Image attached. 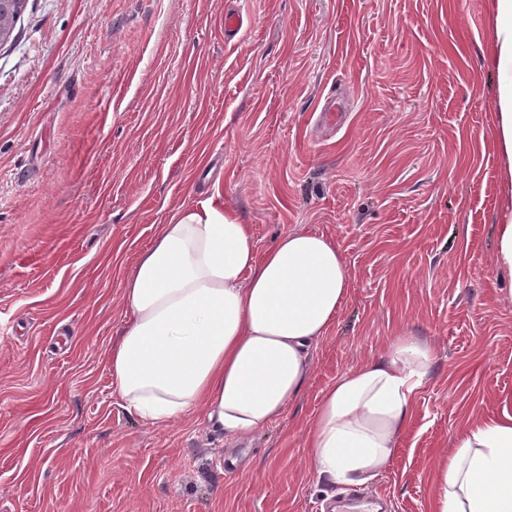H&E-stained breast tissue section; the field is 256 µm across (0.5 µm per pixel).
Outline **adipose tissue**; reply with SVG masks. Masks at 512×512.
Listing matches in <instances>:
<instances>
[{
	"label": "adipose tissue",
	"instance_id": "adipose-tissue-1",
	"mask_svg": "<svg viewBox=\"0 0 512 512\" xmlns=\"http://www.w3.org/2000/svg\"><path fill=\"white\" fill-rule=\"evenodd\" d=\"M495 138L506 190L495 259L512 274V0H493ZM349 272L325 235L291 231L258 251L251 227L208 201L159 225L126 279L125 320L105 351L124 409L162 426L195 410L232 442L269 427L300 393L312 348L348 298ZM434 363L415 337L344 374L322 395L308 457L331 482L376 478L396 451ZM438 512H512V414L467 429L436 489Z\"/></svg>",
	"mask_w": 512,
	"mask_h": 512
}]
</instances>
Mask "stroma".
I'll return each mask as SVG.
<instances>
[{"label": "stroma", "instance_id": "obj_1", "mask_svg": "<svg viewBox=\"0 0 512 512\" xmlns=\"http://www.w3.org/2000/svg\"><path fill=\"white\" fill-rule=\"evenodd\" d=\"M494 22L492 0H29L0 48V512H438L458 436L512 413ZM209 199L261 251L324 234L350 275L297 398L236 443L198 413L143 423L104 363L137 256ZM404 334L434 364L395 455L318 479L324 391Z\"/></svg>", "mask_w": 512, "mask_h": 512}]
</instances>
